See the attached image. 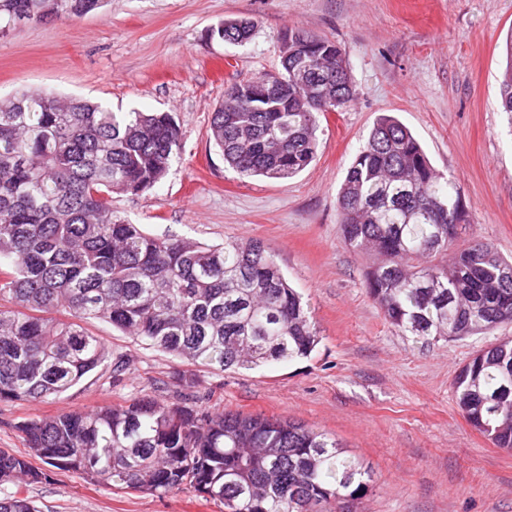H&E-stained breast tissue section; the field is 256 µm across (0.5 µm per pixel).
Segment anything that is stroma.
I'll use <instances>...</instances> for the list:
<instances>
[{
  "instance_id": "stroma-1",
  "label": "stroma",
  "mask_w": 512,
  "mask_h": 512,
  "mask_svg": "<svg viewBox=\"0 0 512 512\" xmlns=\"http://www.w3.org/2000/svg\"><path fill=\"white\" fill-rule=\"evenodd\" d=\"M250 18L251 38H210ZM343 49L356 97L320 118L317 156L295 177L243 178L208 137L233 82L277 70L289 32ZM512 0H109L75 23L18 25L0 40V95L48 88L116 112L173 113L184 148L167 176L112 207L155 236L207 244L258 240L309 304L310 358L256 370L192 367L124 335L88 328L105 361L60 398L0 401V448L30 456L19 422L146 396L289 418L336 438L374 474L357 512H512V452L474 431L451 383L512 324L462 341L403 334L369 297L372 250L341 236L339 188L376 119L398 118L470 208L463 235L512 257V117L500 106ZM127 363L114 371L117 360ZM26 495L39 512H224L192 489L163 496L47 469Z\"/></svg>"
}]
</instances>
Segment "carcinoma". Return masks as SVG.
Here are the masks:
<instances>
[{"mask_svg": "<svg viewBox=\"0 0 512 512\" xmlns=\"http://www.w3.org/2000/svg\"><path fill=\"white\" fill-rule=\"evenodd\" d=\"M102 5L0 0V39L20 23L69 22ZM254 27L227 19L210 36L241 43ZM286 44L277 74L230 85L212 113L210 140L245 178L304 170L321 115L354 99L336 41L298 30ZM499 92L512 113V37ZM182 148L170 112H113L49 89L0 97V400L56 398L95 370L106 347L90 320L223 371L311 356L319 337L308 308L262 243L152 236L112 209L114 193L152 190ZM338 205L346 245L382 257L365 285L392 325L458 340L512 322V260L462 239L466 203L394 117L374 124ZM452 390L469 425L511 451L512 339L477 350ZM17 428L52 468L152 495L189 487L224 512H353L372 481L336 440L287 418L142 398ZM43 476L0 449V484ZM0 512L36 510L17 488Z\"/></svg>", "mask_w": 512, "mask_h": 512, "instance_id": "cac0c4a2", "label": "carcinoma"}]
</instances>
